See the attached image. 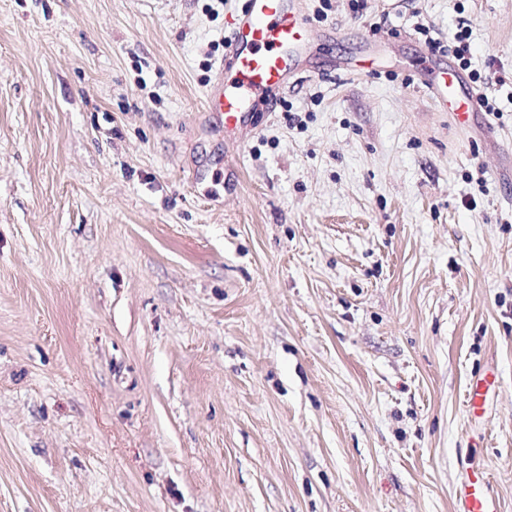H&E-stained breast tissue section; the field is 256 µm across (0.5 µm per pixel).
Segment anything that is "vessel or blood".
<instances>
[{
    "label": "vessel or blood",
    "mask_w": 512,
    "mask_h": 512,
    "mask_svg": "<svg viewBox=\"0 0 512 512\" xmlns=\"http://www.w3.org/2000/svg\"><path fill=\"white\" fill-rule=\"evenodd\" d=\"M231 33L218 65L220 79L205 95V109L224 120V145L238 149L252 133L246 119L258 106L271 105L290 80L308 72L313 44L325 38L303 10L301 0H246L230 19ZM379 49L362 44L339 63L347 73L378 69ZM432 96L452 112L457 126L468 127L480 107L481 94L455 65L425 81ZM455 512H498L483 473L463 466L455 491Z\"/></svg>",
    "instance_id": "obj_1"
}]
</instances>
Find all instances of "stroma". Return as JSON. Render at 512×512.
<instances>
[{
    "label": "stroma",
    "instance_id": "1",
    "mask_svg": "<svg viewBox=\"0 0 512 512\" xmlns=\"http://www.w3.org/2000/svg\"><path fill=\"white\" fill-rule=\"evenodd\" d=\"M239 6L0 0V512H454L461 453L512 512V0H304L332 37L233 175ZM462 20L466 130L417 31ZM379 49L376 45L361 44L356 53L345 62H334L329 65L330 70H342L346 73H356L359 70L376 71L378 64ZM432 96L452 112L457 126L469 128L472 115L479 111L481 92L470 85L466 75L455 65L448 67L425 80Z\"/></svg>",
    "mask_w": 512,
    "mask_h": 512
}]
</instances>
